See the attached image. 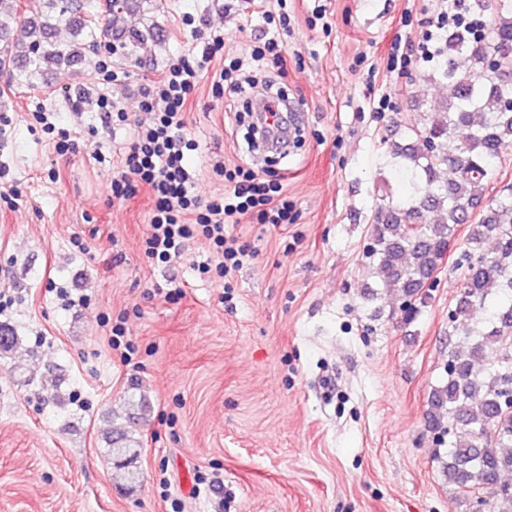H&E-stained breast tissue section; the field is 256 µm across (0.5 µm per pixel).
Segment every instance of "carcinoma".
<instances>
[{"label":"carcinoma","instance_id":"obj_1","mask_svg":"<svg viewBox=\"0 0 512 512\" xmlns=\"http://www.w3.org/2000/svg\"><path fill=\"white\" fill-rule=\"evenodd\" d=\"M153 0H121L106 15L85 10L89 0H0V70L16 72L22 85L35 86L45 65L71 66L105 40L114 23ZM464 22L442 34L436 67L429 81L448 85V97L423 122L406 130L396 127L383 139L385 163L407 186L401 195H383L370 224L364 253L372 282L364 285L368 300L378 291H394L411 312L438 286L437 272L448 255L456 227L471 225L464 255L467 277L451 321L461 348L448 352L446 377L428 397L431 429L448 437L446 457L436 455L448 482L479 498L494 489L490 512H512V191L489 196L500 163L499 148L512 140V54L489 59L503 44H512V0H468ZM75 40L64 47L54 40L60 25ZM464 56L466 68L458 66ZM496 240L490 256L482 245ZM491 308L487 325L470 323L476 308ZM22 343L13 326L0 323V359ZM148 404L141 387L125 392L122 412L133 423ZM140 442L127 432L108 439L107 455L123 471L130 487L140 482Z\"/></svg>","mask_w":512,"mask_h":512}]
</instances>
